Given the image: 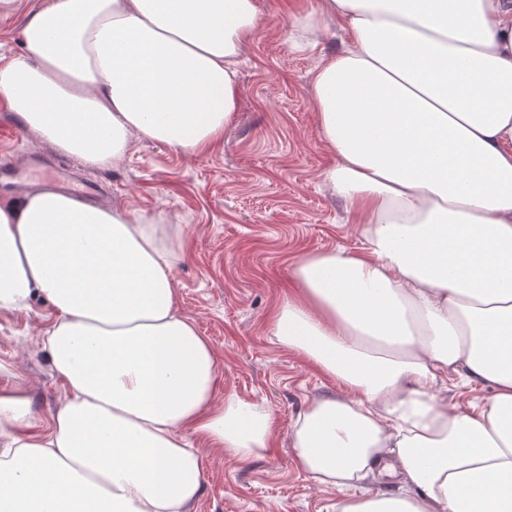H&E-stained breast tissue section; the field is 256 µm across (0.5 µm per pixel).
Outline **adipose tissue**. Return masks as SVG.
I'll return each mask as SVG.
<instances>
[{
    "mask_svg": "<svg viewBox=\"0 0 512 512\" xmlns=\"http://www.w3.org/2000/svg\"><path fill=\"white\" fill-rule=\"evenodd\" d=\"M259 0H44L0 103L60 153L120 165L132 138L220 142ZM321 55L320 181L361 247L303 255L268 334L341 392L295 420L297 466L336 512H512V0H319L293 35ZM177 230L41 185L0 198V310L37 294L65 397L34 431L0 387V512H188L194 441L247 460L271 409L220 400L217 360L178 309ZM489 386L449 404L448 377Z\"/></svg>",
    "mask_w": 512,
    "mask_h": 512,
    "instance_id": "adipose-tissue-1",
    "label": "adipose tissue"
}]
</instances>
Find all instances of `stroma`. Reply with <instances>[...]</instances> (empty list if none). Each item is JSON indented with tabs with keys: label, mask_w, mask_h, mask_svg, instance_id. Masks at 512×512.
Wrapping results in <instances>:
<instances>
[{
	"label": "stroma",
	"mask_w": 512,
	"mask_h": 512,
	"mask_svg": "<svg viewBox=\"0 0 512 512\" xmlns=\"http://www.w3.org/2000/svg\"><path fill=\"white\" fill-rule=\"evenodd\" d=\"M262 14L239 63V102L224 138L195 156L133 141L124 163L96 169L62 156L53 170L32 169L53 146L0 107V160L25 169L30 183L73 177L104 187L102 203L122 204L182 230L173 275L181 311L217 359L220 398L268 406L277 437L249 460L203 451L201 488L189 512H336V496L319 490L295 463L291 429L308 402L339 392L336 381L299 354L271 342L274 310L292 288L289 266L305 253L358 249L356 218L318 179L333 156L319 142L309 89L320 55L340 45L329 27L316 48L301 50L291 21L318 0H260ZM53 322L46 298L0 311V363L29 381L31 409L47 424L65 385L50 368L43 336Z\"/></svg>",
	"instance_id": "obj_1"
}]
</instances>
